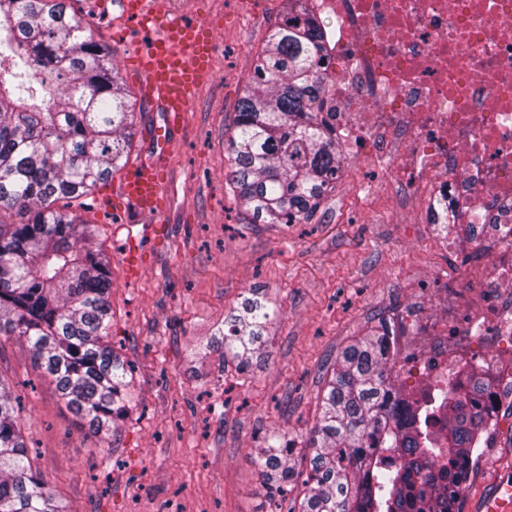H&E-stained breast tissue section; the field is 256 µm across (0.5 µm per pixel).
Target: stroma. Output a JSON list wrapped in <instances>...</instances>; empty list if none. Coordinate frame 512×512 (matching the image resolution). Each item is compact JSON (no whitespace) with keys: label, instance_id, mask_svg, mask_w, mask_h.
Returning a JSON list of instances; mask_svg holds the SVG:
<instances>
[{"label":"stroma","instance_id":"35a3bbf8","mask_svg":"<svg viewBox=\"0 0 512 512\" xmlns=\"http://www.w3.org/2000/svg\"><path fill=\"white\" fill-rule=\"evenodd\" d=\"M112 54L135 101V166L151 158L162 114L140 93L141 75L119 0H73ZM183 20L210 25L212 78L170 136L168 224L146 233L132 207L81 212L108 261V340L132 365L128 415L95 435L62 400L25 341L0 336V383L18 397L23 434L43 482L66 512H296L288 493L270 509L256 450L267 433L295 441L298 469L322 392L341 350L402 309L431 310L424 284L471 287L458 260L429 241L422 194L390 177L373 155L348 162L308 222L249 224L228 182V138L255 55L286 0H178ZM139 259L128 265L127 246ZM260 290L276 318L261 358L239 367L205 346L231 309ZM512 481V422L490 421L460 512H477Z\"/></svg>","mask_w":512,"mask_h":512}]
</instances>
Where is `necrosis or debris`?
Instances as JSON below:
<instances>
[{
    "mask_svg": "<svg viewBox=\"0 0 512 512\" xmlns=\"http://www.w3.org/2000/svg\"><path fill=\"white\" fill-rule=\"evenodd\" d=\"M330 62L321 117L355 151L377 149L398 180L448 201L433 225L448 253L486 261L474 288L438 291L436 314L391 325L401 379L447 389L460 331L512 345V0H306Z\"/></svg>",
    "mask_w": 512,
    "mask_h": 512,
    "instance_id": "obj_1",
    "label": "necrosis or debris"
}]
</instances>
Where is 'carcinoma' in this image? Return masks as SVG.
<instances>
[{"mask_svg": "<svg viewBox=\"0 0 512 512\" xmlns=\"http://www.w3.org/2000/svg\"><path fill=\"white\" fill-rule=\"evenodd\" d=\"M293 0L259 48L228 139L232 188L250 224L308 221L336 187L343 152L320 119L322 26ZM134 105L109 51L71 0H0V336L26 340L60 396L98 435L127 417L129 362L106 341L112 279L68 201L88 196L131 148ZM64 200L61 208L52 204ZM273 314L247 297L210 346L243 366ZM381 317L346 346L305 442L298 512H458L481 435L495 413L493 379L467 364L448 384V428L404 396ZM292 441L273 434L256 460L269 497L293 487ZM0 512H64L29 457L18 407L0 385Z\"/></svg>", "mask_w": 512, "mask_h": 512, "instance_id": "obj_1", "label": "carcinoma"}]
</instances>
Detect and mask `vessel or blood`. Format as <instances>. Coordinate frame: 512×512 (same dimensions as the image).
<instances>
[{
  "mask_svg": "<svg viewBox=\"0 0 512 512\" xmlns=\"http://www.w3.org/2000/svg\"><path fill=\"white\" fill-rule=\"evenodd\" d=\"M138 30L135 58L141 73L140 91L157 102L166 117L165 128L156 130L165 142L168 129L180 124L190 108L197 87L211 76L210 56L214 42L207 26L188 22L148 8L147 0H123ZM165 157L158 154L123 173L119 197L103 194L102 208L114 200L131 203L139 213L158 219L166 211ZM480 512H512V485L505 483L483 504Z\"/></svg>",
  "mask_w": 512,
  "mask_h": 512,
  "instance_id": "b4317fda",
  "label": "vessel or blood"
}]
</instances>
